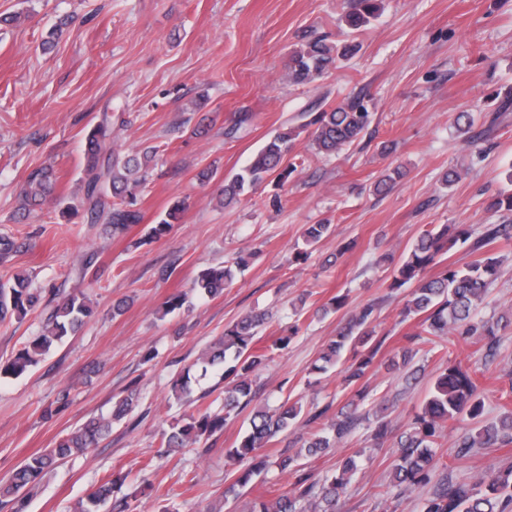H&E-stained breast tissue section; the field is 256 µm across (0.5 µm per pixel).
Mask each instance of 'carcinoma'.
<instances>
[{
	"mask_svg": "<svg viewBox=\"0 0 512 512\" xmlns=\"http://www.w3.org/2000/svg\"><path fill=\"white\" fill-rule=\"evenodd\" d=\"M382 0H353L350 10L342 17L353 32L364 31L381 11ZM356 46L338 44L317 37L293 48L288 61V79L297 84H308L336 68V63L353 53ZM373 113L362 96H349L329 111L318 112L304 125L312 145L321 154H335L360 141L368 132ZM131 124L125 114L103 112L98 123L85 135V150L81 162L79 196L69 204L62 216L72 218L83 214L88 224H102L110 235L123 234L142 223L140 204L144 191L153 175V162L157 149L148 147L141 152L123 154L116 148L114 128L123 129ZM295 145L294 130L274 136L251 158L249 164L230 178L224 179L223 204L229 206L252 195L272 174L288 177L283 163ZM404 177L396 167L382 174L374 190L386 194ZM54 188L53 168L41 165L27 176L22 191L24 209L40 205ZM490 207L506 217L508 223L494 224L486 234L471 240V231L464 225L448 233V225L436 224L424 231L413 243L410 251L394 270L389 287L400 289L415 285L402 310L403 318L420 319L423 343L438 346L437 339L457 333L477 336L489 352L497 349L501 332L512 326V318L503 315L496 319L477 318L489 286L500 276V260L486 256L465 266L445 264L441 257L458 244H470L476 252L499 239L512 238V192L501 191ZM186 202L178 200L165 212L164 217L150 225L146 241L164 237L172 224L179 219ZM330 224H308L303 237L311 246L330 235ZM235 267L223 265L202 270L194 281V288L207 297L224 293V286L231 283L235 271L244 267V259L237 257ZM437 272H432L433 268ZM59 288H44L36 276L17 274L5 282L0 281V321L17 316L21 320L36 309H41L38 334L6 363L0 364V376L19 377L36 366L50 350L82 327L92 314L84 294L67 293L56 300ZM348 304V295L336 294L314 310L315 316L326 318ZM373 309L362 307L350 314L336 329V336L318 356L311 373L320 375L335 368L349 355L348 381L357 383L364 379L382 347L372 325ZM267 316L250 312L224 329V334L198 359L197 370L207 374L210 369L224 370V412L205 410L189 416L184 422L171 425L162 433V443L167 448H186L202 440H209L224 430L229 417L243 411L256 400L254 378L265 368L274 349H285L299 327L294 325L286 336L278 337L272 345L257 346L256 336ZM484 373L470 371L456 361H448L437 375L425 397L420 413L416 414L408 431L397 437L396 455L390 464L392 487L406 493L414 487L432 482L437 470L448 476L435 482L432 494L421 503V512H512V466L492 469L473 483L453 479L452 462L475 456L482 449L512 444V412L507 411L496 422L482 423L484 399L480 378ZM190 370L175 381L174 391L180 402L192 401ZM369 394L362 385L331 418L326 413L331 405L309 416L307 422L325 420L322 428L300 436L299 449L277 459L278 470L298 471L299 460L315 457L345 439L363 418L374 424V440L381 444L387 438L390 422L386 408L359 414V407ZM140 391L131 386L126 395L112 404L108 417L90 419L83 427L60 438L42 454L27 458L6 480H0V506L20 512L16 504L42 480L55 464L80 455L97 446L99 438L130 415L139 400ZM302 413L299 402L284 401L271 408L266 404L254 407L249 431L240 438L237 446L224 449V456L246 464L242 472L224 489V501L240 497L241 490L267 467V460L259 450L288 431ZM464 420L473 427L464 431L454 442L452 461L446 462L437 455L436 448L453 429ZM371 456L360 450L346 457L336 471L297 491H287L271 499H259L251 512H338L339 499L351 476L364 460ZM127 480L121 471L101 483L85 498L79 500L73 512H103L107 502H112V512H128L129 495L117 497Z\"/></svg>",
	"mask_w": 512,
	"mask_h": 512,
	"instance_id": "carcinoma-1",
	"label": "carcinoma"
}]
</instances>
